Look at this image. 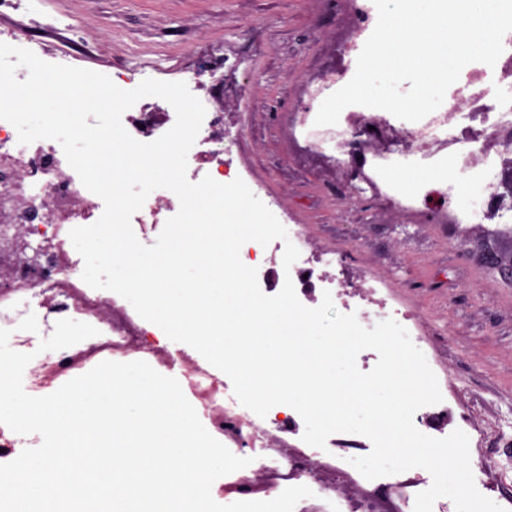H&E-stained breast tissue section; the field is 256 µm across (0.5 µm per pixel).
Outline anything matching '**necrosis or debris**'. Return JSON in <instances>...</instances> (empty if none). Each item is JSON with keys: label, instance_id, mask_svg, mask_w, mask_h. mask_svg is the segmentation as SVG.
Instances as JSON below:
<instances>
[{"label": "necrosis or debris", "instance_id": "4bbe7bcc", "mask_svg": "<svg viewBox=\"0 0 512 512\" xmlns=\"http://www.w3.org/2000/svg\"><path fill=\"white\" fill-rule=\"evenodd\" d=\"M503 45L486 88L478 90L472 81L461 82L454 101L427 115L422 126L414 130L408 151L413 164H421L444 145L460 141L469 148L454 160L461 168L470 166L472 153L487 139L512 146V31L504 35ZM174 117L172 107L160 109L142 100L123 114L122 123L135 139H156L168 131ZM189 155L198 170L216 181L251 176L239 161L240 136L225 123L223 113H206ZM481 189L486 204L478 209L470 207L461 192L449 195L438 189L405 198L403 206L447 215L452 224L498 221L504 186L485 179ZM95 199L68 164L57 141L19 144L15 127L0 120V214L8 216L7 223L0 224V312L23 306L47 322L78 319L99 328L95 342L61 351L54 358L49 374L55 381L72 378L115 356L143 354L161 365L169 361L168 353L149 341L136 311L82 279V259L69 232L97 221ZM21 239L37 248L36 260L14 250V241ZM289 242L300 252L289 270L299 297L319 303L324 295H331L339 312L363 319L377 310L388 311L391 318L414 333L416 347L424 346L427 338L416 333L412 313L388 302L378 278L365 271L357 288L339 289L329 251L314 245L296 225L289 224L287 241L275 240L246 252V260L257 268L265 285L278 283L277 267ZM183 366L195 402L206 411L212 428L223 435L225 446L253 457L251 473L225 482V495L260 501L288 487L305 485L313 496L301 512H413L417 494L429 487L426 475L416 469L374 480L364 478L351 460L363 456L366 444L348 433L330 436L326 451L312 458L308 444L296 445L283 438L287 432L299 434L296 416H289L275 430L260 425L225 401L221 380L192 359H184ZM442 393L441 403L415 412V427L435 438L446 437L452 425L464 431L470 441L472 472L484 477L481 494L505 512H512V457L486 452L481 428L469 415L456 414L451 399L459 390L454 381H446Z\"/></svg>", "mask_w": 512, "mask_h": 512}]
</instances>
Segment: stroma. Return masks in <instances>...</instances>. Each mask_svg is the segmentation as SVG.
<instances>
[{
    "label": "stroma",
    "instance_id": "35a3bbf8",
    "mask_svg": "<svg viewBox=\"0 0 512 512\" xmlns=\"http://www.w3.org/2000/svg\"><path fill=\"white\" fill-rule=\"evenodd\" d=\"M362 19L355 0H16L0 31L22 33L41 60L112 79L175 82L213 69V111L243 126L240 158L269 195L337 251L347 275L374 269L416 310L457 379L462 411L512 433V231L407 213L350 187V160L309 152L291 134L308 79L356 62L344 52ZM239 59L224 73L225 56Z\"/></svg>",
    "mask_w": 512,
    "mask_h": 512
}]
</instances>
